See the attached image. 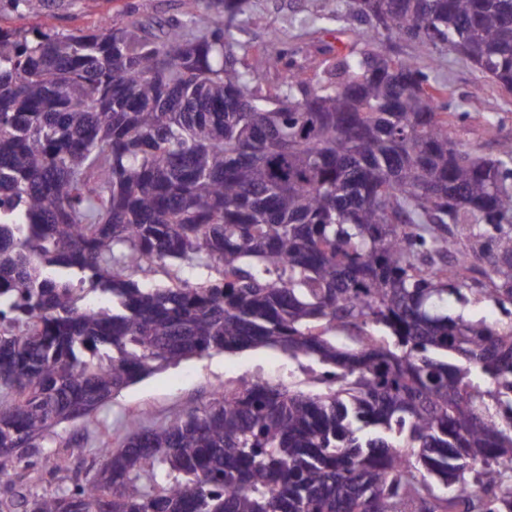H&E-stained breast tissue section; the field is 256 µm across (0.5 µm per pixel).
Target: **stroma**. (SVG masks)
I'll return each instance as SVG.
<instances>
[{
  "instance_id": "1",
  "label": "stroma",
  "mask_w": 512,
  "mask_h": 512,
  "mask_svg": "<svg viewBox=\"0 0 512 512\" xmlns=\"http://www.w3.org/2000/svg\"><path fill=\"white\" fill-rule=\"evenodd\" d=\"M349 4L350 0H325L327 18L314 22L310 19L308 0H250L249 20L237 38L252 55L273 34L291 48L314 40L330 42L357 27ZM129 8L140 18L157 22L183 20L188 13L202 11L196 0H51L48 10L35 17L14 8L10 0H0V26L93 28L107 17L123 21ZM418 57L425 72L448 85V109L454 114L452 136L475 155L496 156L498 138H512V96L503 94L491 79L453 52ZM288 366L287 357L279 350L259 348L213 352L156 371L123 389L89 416L52 428L41 450L59 458L61 471L49 478L42 475L38 466L24 465L15 484L23 491L41 493L84 483L105 462L99 448L104 428L122 433L133 418L146 428L158 425L173 415L203 409L217 387L234 388L253 378L272 383L290 378L305 381L303 373L289 374ZM75 434L82 436L86 444V452L80 458L71 457L65 446Z\"/></svg>"
}]
</instances>
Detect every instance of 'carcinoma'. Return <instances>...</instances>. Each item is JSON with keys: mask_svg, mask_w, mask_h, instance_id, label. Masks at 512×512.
<instances>
[{"mask_svg": "<svg viewBox=\"0 0 512 512\" xmlns=\"http://www.w3.org/2000/svg\"><path fill=\"white\" fill-rule=\"evenodd\" d=\"M198 2L202 29L0 27V483L72 408L193 356L276 349L321 389L107 430L89 482L12 512H512V321L448 313L512 305V140L473 155L446 86L382 48H450L512 95V0H353L362 48L320 45L312 77L275 36L238 56L249 0ZM155 266L170 284L136 279ZM467 314L473 319H486L488 322H507L510 319L504 315L501 308L490 298H481L473 301L465 308Z\"/></svg>", "mask_w": 512, "mask_h": 512, "instance_id": "carcinoma-1", "label": "carcinoma"}]
</instances>
